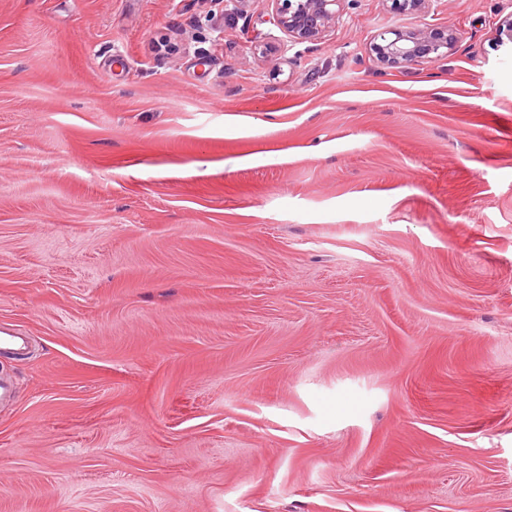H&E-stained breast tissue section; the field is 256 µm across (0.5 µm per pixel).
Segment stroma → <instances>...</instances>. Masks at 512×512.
Here are the masks:
<instances>
[{
  "label": "stroma",
  "mask_w": 512,
  "mask_h": 512,
  "mask_svg": "<svg viewBox=\"0 0 512 512\" xmlns=\"http://www.w3.org/2000/svg\"><path fill=\"white\" fill-rule=\"evenodd\" d=\"M511 16L0 0V512H512ZM343 0H273L278 27L295 41H311L336 18ZM388 33L394 37L387 38L381 34L384 44L377 46V54L379 61L390 67L412 64L431 58V55L447 54L457 39V32L452 29L393 30Z\"/></svg>",
  "instance_id": "stroma-1"
}]
</instances>
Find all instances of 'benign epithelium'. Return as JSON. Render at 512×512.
<instances>
[{"label":"benign epithelium","instance_id":"obj_1","mask_svg":"<svg viewBox=\"0 0 512 512\" xmlns=\"http://www.w3.org/2000/svg\"><path fill=\"white\" fill-rule=\"evenodd\" d=\"M276 3V23L291 39L311 41L336 18V6L342 0H273ZM378 59L390 67H401L441 56L450 50L457 39L452 29L394 30L392 37L380 35Z\"/></svg>","mask_w":512,"mask_h":512}]
</instances>
